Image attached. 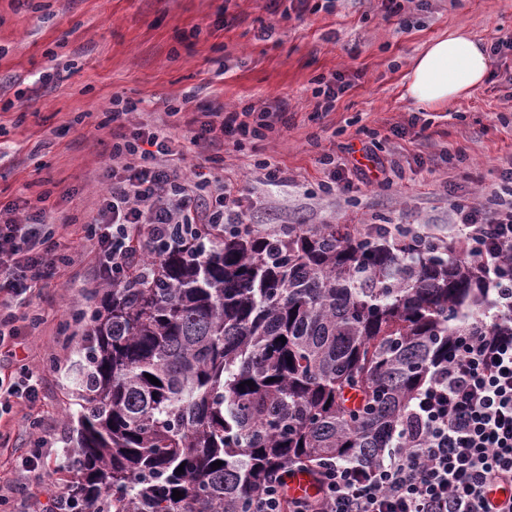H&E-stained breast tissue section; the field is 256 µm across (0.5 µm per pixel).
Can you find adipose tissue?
<instances>
[{
	"label": "adipose tissue",
	"instance_id": "ef3b65f1",
	"mask_svg": "<svg viewBox=\"0 0 512 512\" xmlns=\"http://www.w3.org/2000/svg\"><path fill=\"white\" fill-rule=\"evenodd\" d=\"M489 65L477 40L459 31L450 33L427 43L413 58L406 93L420 107H441L479 85Z\"/></svg>",
	"mask_w": 512,
	"mask_h": 512
}]
</instances>
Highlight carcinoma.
<instances>
[{
  "mask_svg": "<svg viewBox=\"0 0 512 512\" xmlns=\"http://www.w3.org/2000/svg\"><path fill=\"white\" fill-rule=\"evenodd\" d=\"M460 252L297 224L158 253L91 315L62 507L249 512L276 468L391 447L430 367L495 305Z\"/></svg>",
  "mask_w": 512,
  "mask_h": 512,
  "instance_id": "1",
  "label": "carcinoma"
}]
</instances>
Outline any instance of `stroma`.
<instances>
[{
    "label": "stroma",
    "instance_id": "obj_1",
    "mask_svg": "<svg viewBox=\"0 0 512 512\" xmlns=\"http://www.w3.org/2000/svg\"><path fill=\"white\" fill-rule=\"evenodd\" d=\"M405 24L384 17L382 0H0V208L45 195L47 228L74 268L38 285L29 330L15 356L0 357V377L39 373L33 404L0 416V512H38L46 497L23 460L33 439L67 487L63 468L79 405L74 380L99 284L84 222L106 190L100 175L112 146L113 96L136 104L143 119L166 117L186 136L196 107L226 109L288 102V122L242 148L188 153L185 175L205 168L242 188L247 221L267 232L291 224H353L361 235L382 224L420 228L447 242L449 200L512 196L501 171L512 161V85L495 61L480 86L433 110L405 95L412 58L456 29L484 44L512 36V0H428L409 7ZM342 73L349 84L332 112L315 109L319 77ZM177 108L167 116L168 108ZM396 161L393 184L362 183L354 170L362 144ZM336 157L325 169L323 154ZM223 164H215V157ZM274 159L288 182L267 185L258 161ZM349 192L320 197L329 175Z\"/></svg>",
    "mask_w": 512,
    "mask_h": 512
}]
</instances>
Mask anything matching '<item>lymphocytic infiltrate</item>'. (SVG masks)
<instances>
[{"label":"lymphocytic infiltrate","mask_w":512,"mask_h":512,"mask_svg":"<svg viewBox=\"0 0 512 512\" xmlns=\"http://www.w3.org/2000/svg\"><path fill=\"white\" fill-rule=\"evenodd\" d=\"M274 109L209 107L179 141L163 123H132L133 109L112 99V148L103 171L108 188L87 221L97 277L119 284L147 269L158 249L182 247L200 225L245 221L247 198L203 171L182 174L189 148L266 138L285 123ZM452 221L497 291L499 310L484 329L463 333L447 363L435 366L400 425L393 448L356 466L330 461L310 496L288 495L300 465L275 470L251 512H512V200L456 196ZM41 199L20 197L0 209V346L19 334L17 308L32 288L73 258L57 253L43 232Z\"/></svg>","instance_id":"1"}]
</instances>
